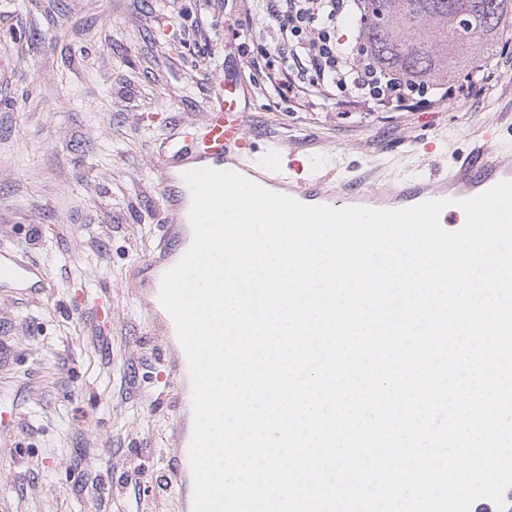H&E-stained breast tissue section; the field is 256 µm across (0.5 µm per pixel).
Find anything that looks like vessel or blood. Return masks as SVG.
Here are the masks:
<instances>
[{
    "label": "vessel or blood",
    "mask_w": 512,
    "mask_h": 512,
    "mask_svg": "<svg viewBox=\"0 0 512 512\" xmlns=\"http://www.w3.org/2000/svg\"><path fill=\"white\" fill-rule=\"evenodd\" d=\"M206 83L208 98L202 119L180 125L156 144L163 200L157 222L162 233L150 257L141 265L142 274L156 288L160 287L164 273L174 266L175 255L187 251L191 193L183 175L193 169L232 170L270 192L290 196L306 205L390 210L445 199L449 205L441 212L439 222L449 232L458 231L465 223L459 200L482 194L501 181L512 180V147L487 148V141L496 136L491 129L485 135V145L473 147L449 163L447 169L425 177H391L383 189L370 192L364 190L358 176L333 181L321 172V159L296 154L290 143L272 140L263 148L255 147L249 135L246 93L238 84L225 80L221 68L208 71ZM49 281L45 266L0 249L1 292L41 293ZM160 362L165 378L178 388L175 409L183 411L192 402L191 394L182 389L190 374L186 353L162 347ZM190 443L187 434L176 439V448L163 474L168 487L188 500L193 497Z\"/></svg>",
    "instance_id": "obj_1"
}]
</instances>
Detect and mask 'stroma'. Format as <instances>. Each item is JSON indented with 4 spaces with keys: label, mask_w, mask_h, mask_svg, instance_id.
<instances>
[{
    "label": "stroma",
    "mask_w": 512,
    "mask_h": 512,
    "mask_svg": "<svg viewBox=\"0 0 512 512\" xmlns=\"http://www.w3.org/2000/svg\"><path fill=\"white\" fill-rule=\"evenodd\" d=\"M270 28L242 0H0V247L44 265L47 295H0V512H181L163 482L174 450L161 336L129 273L161 231L155 143L200 119L205 74L247 93L252 139L423 177L484 126L512 144V44L492 104L430 112H314L266 97L241 43ZM439 152H423L421 139ZM110 293L98 331L82 293Z\"/></svg>",
    "instance_id": "stroma-1"
}]
</instances>
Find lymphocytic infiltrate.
<instances>
[{
	"mask_svg": "<svg viewBox=\"0 0 512 512\" xmlns=\"http://www.w3.org/2000/svg\"><path fill=\"white\" fill-rule=\"evenodd\" d=\"M249 11L270 21L274 53L251 58V65L273 67L263 85L271 98L302 101L307 109L324 104L329 92H345L349 101L369 112L405 111L427 103L429 90L408 92L387 88L383 77L372 73L355 40L337 37L339 23L359 16L361 0H246ZM502 72L493 64L463 77L449 87V98L487 101L494 95Z\"/></svg>",
	"mask_w": 512,
	"mask_h": 512,
	"instance_id": "lymphocytic-infiltrate-1",
	"label": "lymphocytic infiltrate"
}]
</instances>
